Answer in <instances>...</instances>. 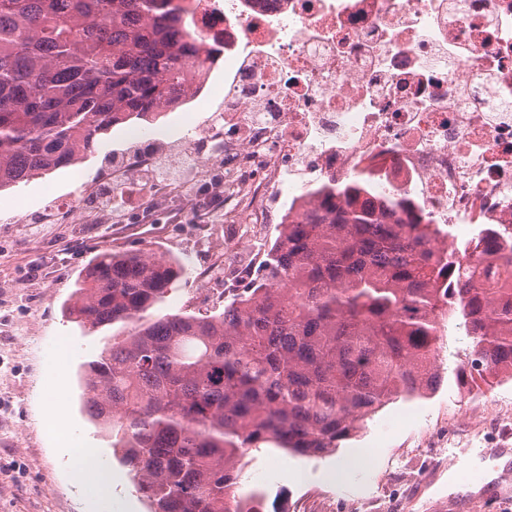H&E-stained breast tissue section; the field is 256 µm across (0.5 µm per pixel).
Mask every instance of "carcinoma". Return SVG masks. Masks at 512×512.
<instances>
[{
    "label": "carcinoma",
    "instance_id": "cac0c4a2",
    "mask_svg": "<svg viewBox=\"0 0 512 512\" xmlns=\"http://www.w3.org/2000/svg\"><path fill=\"white\" fill-rule=\"evenodd\" d=\"M173 0H0V190L96 151L98 135L191 96L184 69L209 70ZM363 179L329 190L306 220L278 225L257 272L221 313H154L185 267L103 250L65 312L87 332L116 328L82 364L85 408L129 469L149 512H259L238 492L252 448L321 456L386 405L440 382L445 322L463 319L465 383L512 372V251L446 236L400 195L358 202Z\"/></svg>",
    "mask_w": 512,
    "mask_h": 512
}]
</instances>
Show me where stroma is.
<instances>
[{
    "label": "stroma",
    "mask_w": 512,
    "mask_h": 512,
    "mask_svg": "<svg viewBox=\"0 0 512 512\" xmlns=\"http://www.w3.org/2000/svg\"><path fill=\"white\" fill-rule=\"evenodd\" d=\"M224 65L214 63L203 90L155 121H136L161 139L160 153H180L195 127L222 110ZM119 124L99 138L96 154L0 191V512H103L86 493L100 486L112 500L147 512L110 441L82 409L80 366L108 342L110 330L83 331L65 305L88 263L100 251L141 250L180 261L178 281L160 314L186 309L217 312V301L195 299L196 274L217 249L224 266H258V244H273L280 213L264 226L227 224L223 206L211 221L160 204L148 218L129 210L120 224H55L48 203L59 198L74 209L112 181L114 160L135 150ZM448 349L441 381L427 398L396 401L380 410L356 437L319 457H294L274 448L245 457L240 490L263 493L264 512H292L308 500L312 512H351L376 498L380 487L399 496L385 512H512V378L480 384L487 403L472 399L455 369L469 340L459 317L447 323ZM61 401L68 424L51 421L47 406ZM95 448L93 460H66L62 449L80 441Z\"/></svg>",
    "instance_id": "stroma-1"
}]
</instances>
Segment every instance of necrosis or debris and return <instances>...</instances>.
Listing matches in <instances>:
<instances>
[{"label":"necrosis or debris","instance_id":"1","mask_svg":"<svg viewBox=\"0 0 512 512\" xmlns=\"http://www.w3.org/2000/svg\"><path fill=\"white\" fill-rule=\"evenodd\" d=\"M224 58V114L190 152L229 224L302 219L374 175L427 223L512 229V0H175ZM222 164L224 180L208 170Z\"/></svg>","mask_w":512,"mask_h":512}]
</instances>
